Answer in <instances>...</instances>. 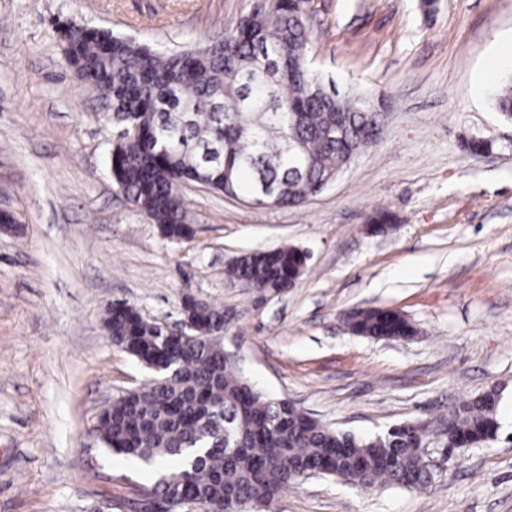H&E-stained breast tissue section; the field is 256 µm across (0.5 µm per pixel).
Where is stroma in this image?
Returning a JSON list of instances; mask_svg holds the SVG:
<instances>
[{
	"instance_id": "obj_1",
	"label": "stroma",
	"mask_w": 512,
	"mask_h": 512,
	"mask_svg": "<svg viewBox=\"0 0 512 512\" xmlns=\"http://www.w3.org/2000/svg\"><path fill=\"white\" fill-rule=\"evenodd\" d=\"M260 0H0V512H137L143 472L96 426L149 372L102 318L125 300L175 325L184 292L223 306L224 349L259 391L358 436L434 428L500 391L495 440L443 463L423 489L314 475L278 512H512V123L493 108L512 81V0H310L312 69L339 93L384 99L377 141L300 207L253 206L182 187L191 239H164L117 195L118 129L66 65L56 21L107 27L161 51L230 36ZM493 66L489 81L480 76ZM492 140L474 155L467 139ZM385 207L398 223L365 232ZM293 244L308 266L259 300L225 269ZM389 307L406 340L349 332Z\"/></svg>"
}]
</instances>
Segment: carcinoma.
I'll return each mask as SVG.
<instances>
[{
	"mask_svg": "<svg viewBox=\"0 0 512 512\" xmlns=\"http://www.w3.org/2000/svg\"><path fill=\"white\" fill-rule=\"evenodd\" d=\"M60 42L66 63L109 105L112 121L139 126L137 139L111 152L113 184L168 240L194 233L179 184L193 180L211 148L218 154L206 164L210 189L299 207L367 144L352 129L374 117L373 100L361 92L347 99L300 55L309 44L300 0H273L241 18L230 38L209 42L211 51L162 52L73 23L60 25ZM494 107L512 116V82ZM395 220L381 207L369 224L385 234ZM307 261L305 251L281 245L243 254L226 276L262 298L293 287ZM194 317L201 331L224 329L220 306L205 303ZM104 321L114 345L158 370L101 413L100 438L112 455L152 470L146 489L174 506L191 499L204 512H272L283 492L316 473L363 486L424 488L432 480L408 423L359 439L256 391L223 348L152 333L134 304L113 303ZM412 329L384 307L359 310L354 324L380 339L404 340ZM498 405L492 393L463 402L448 438L455 454L484 443L499 425Z\"/></svg>",
	"mask_w": 512,
	"mask_h": 512,
	"instance_id": "carcinoma-1",
	"label": "carcinoma"
}]
</instances>
